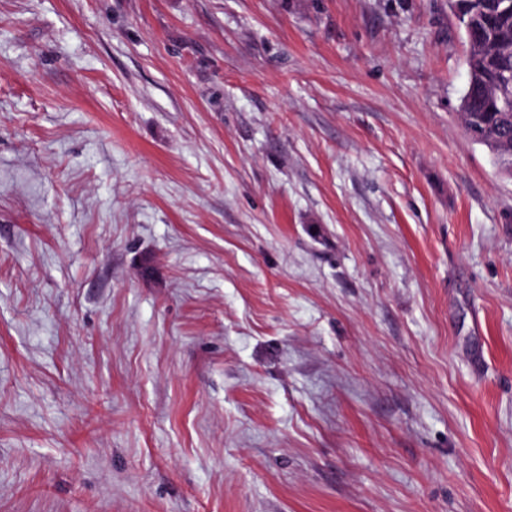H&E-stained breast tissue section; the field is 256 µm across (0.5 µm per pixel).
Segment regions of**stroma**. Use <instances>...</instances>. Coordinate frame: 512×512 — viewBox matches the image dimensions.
I'll return each mask as SVG.
<instances>
[{"instance_id": "stroma-1", "label": "stroma", "mask_w": 512, "mask_h": 512, "mask_svg": "<svg viewBox=\"0 0 512 512\" xmlns=\"http://www.w3.org/2000/svg\"><path fill=\"white\" fill-rule=\"evenodd\" d=\"M448 0H0V512H512V178Z\"/></svg>"}]
</instances>
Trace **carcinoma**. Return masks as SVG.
I'll use <instances>...</instances> for the list:
<instances>
[{
	"mask_svg": "<svg viewBox=\"0 0 512 512\" xmlns=\"http://www.w3.org/2000/svg\"><path fill=\"white\" fill-rule=\"evenodd\" d=\"M468 46L459 112L466 135L512 173V0H448Z\"/></svg>",
	"mask_w": 512,
	"mask_h": 512,
	"instance_id": "carcinoma-1",
	"label": "carcinoma"
}]
</instances>
